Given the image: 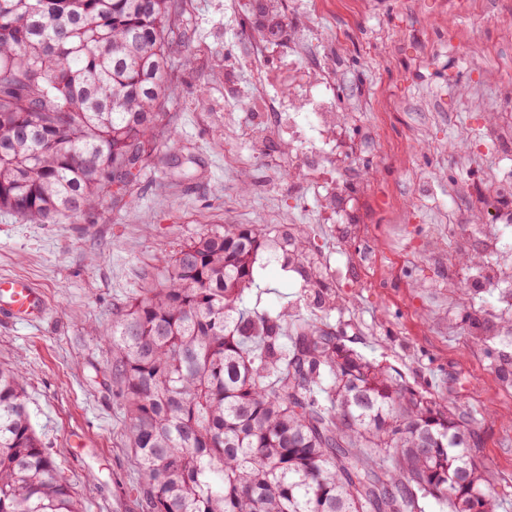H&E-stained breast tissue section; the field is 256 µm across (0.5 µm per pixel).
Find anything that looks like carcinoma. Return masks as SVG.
Returning <instances> with one entry per match:
<instances>
[{"label":"carcinoma","instance_id":"obj_1","mask_svg":"<svg viewBox=\"0 0 512 512\" xmlns=\"http://www.w3.org/2000/svg\"><path fill=\"white\" fill-rule=\"evenodd\" d=\"M177 0H0V212L118 201L161 146ZM251 224L204 228L116 311L112 380L149 512H498L475 432L320 317L243 307ZM0 512H81L0 367Z\"/></svg>","mask_w":512,"mask_h":512}]
</instances>
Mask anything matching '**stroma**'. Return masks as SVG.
<instances>
[{"mask_svg": "<svg viewBox=\"0 0 512 512\" xmlns=\"http://www.w3.org/2000/svg\"><path fill=\"white\" fill-rule=\"evenodd\" d=\"M251 2L186 0L173 17L182 41L168 77L180 95L166 120L183 147L150 158L119 204L57 224L0 213V277L29 280L48 302L38 324L0 322V365L25 372L32 424L84 512H148L103 342L116 309L203 228L253 224L272 238L302 224L320 282L263 251L245 307L309 319L323 297L347 346L468 417L498 512H512V380L499 366L512 337L475 334L473 314L493 305V290L457 307L442 289L465 279L458 258L436 266L413 251L439 214L483 221L488 191L512 209V149L485 138L488 122L512 125V98L498 94L512 78L501 27L512 0H281L268 39ZM300 63L318 67L322 92L350 113L336 136L350 178L333 216L317 199L323 184L288 172L279 135L268 133L260 156L244 135L241 95L259 86L287 101ZM448 317L455 331L442 326Z\"/></svg>", "mask_w": 512, "mask_h": 512, "instance_id": "stroma-1", "label": "stroma"}]
</instances>
